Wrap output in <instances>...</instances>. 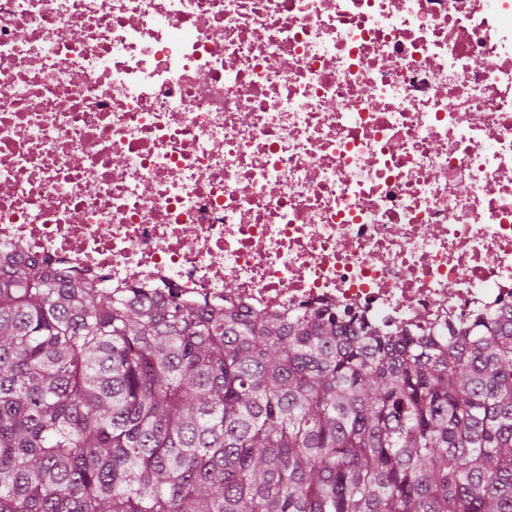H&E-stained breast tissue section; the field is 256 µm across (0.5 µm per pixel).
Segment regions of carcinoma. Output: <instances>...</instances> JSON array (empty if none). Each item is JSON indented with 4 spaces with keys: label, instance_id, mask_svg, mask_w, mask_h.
Segmentation results:
<instances>
[{
    "label": "carcinoma",
    "instance_id": "cac0c4a2",
    "mask_svg": "<svg viewBox=\"0 0 512 512\" xmlns=\"http://www.w3.org/2000/svg\"><path fill=\"white\" fill-rule=\"evenodd\" d=\"M0 512H512V315L412 336L0 253Z\"/></svg>",
    "mask_w": 512,
    "mask_h": 512
}]
</instances>
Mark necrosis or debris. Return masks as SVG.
Returning <instances> with one entry per match:
<instances>
[{
  "label": "necrosis or debris",
  "mask_w": 512,
  "mask_h": 512,
  "mask_svg": "<svg viewBox=\"0 0 512 512\" xmlns=\"http://www.w3.org/2000/svg\"><path fill=\"white\" fill-rule=\"evenodd\" d=\"M0 251L191 306L512 310V0H0Z\"/></svg>",
  "instance_id": "1"
}]
</instances>
